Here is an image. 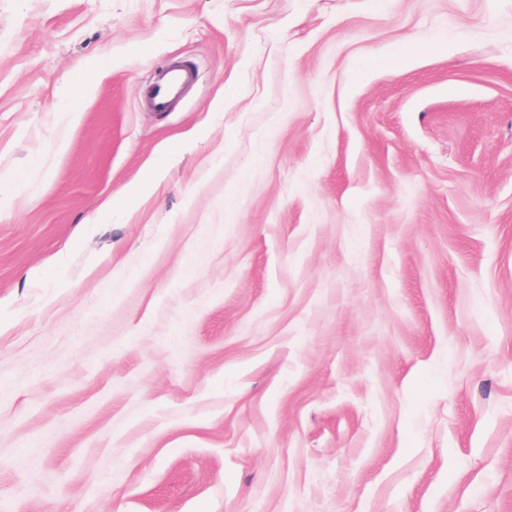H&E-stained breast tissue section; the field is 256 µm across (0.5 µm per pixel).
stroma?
<instances>
[{"label": "stroma", "instance_id": "1", "mask_svg": "<svg viewBox=\"0 0 512 512\" xmlns=\"http://www.w3.org/2000/svg\"><path fill=\"white\" fill-rule=\"evenodd\" d=\"M0 512H512V0H0ZM193 79L194 73L189 66L177 64L169 67L163 80L151 92V110L165 111L181 89ZM157 178V170H150L140 180L122 189L117 197H113L112 208L126 210L135 206L153 192Z\"/></svg>", "mask_w": 512, "mask_h": 512}]
</instances>
